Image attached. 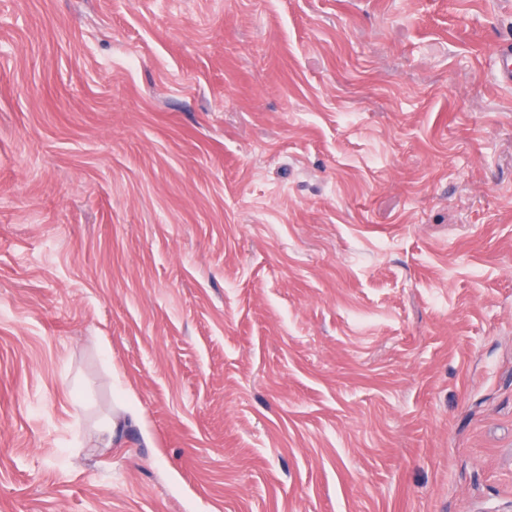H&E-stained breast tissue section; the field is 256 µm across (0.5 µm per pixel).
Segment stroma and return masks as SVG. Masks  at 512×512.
<instances>
[{
	"label": "stroma",
	"instance_id": "stroma-1",
	"mask_svg": "<svg viewBox=\"0 0 512 512\" xmlns=\"http://www.w3.org/2000/svg\"><path fill=\"white\" fill-rule=\"evenodd\" d=\"M499 48L512 0H0V512H512Z\"/></svg>",
	"mask_w": 512,
	"mask_h": 512
}]
</instances>
